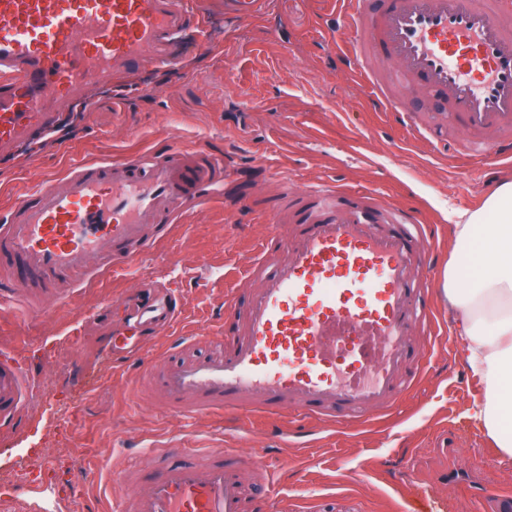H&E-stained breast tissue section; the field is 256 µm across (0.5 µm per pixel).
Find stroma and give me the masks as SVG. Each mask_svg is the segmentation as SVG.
Wrapping results in <instances>:
<instances>
[{"mask_svg":"<svg viewBox=\"0 0 512 512\" xmlns=\"http://www.w3.org/2000/svg\"><path fill=\"white\" fill-rule=\"evenodd\" d=\"M258 15L236 17L224 0H203L207 45L193 34L175 40L171 63L88 85L90 112L68 110L67 126L39 134L0 162V209L14 192L61 175L84 159L163 153L178 144L223 155L224 195L172 225L168 236L129 268L103 271L50 313L0 306V348L37 363L39 375L19 432H0V512H84L94 491L99 512L119 501L108 485L113 466L151 472L158 437L223 435L228 448H277L275 473L254 472L292 512H397L402 499L423 512H459L472 495L512 496V462L464 417L469 399L456 357L443 271L453 245V214L474 208L511 163L472 164L465 137L409 96L422 138L407 141L391 113L376 111L352 72L339 67L334 0H260ZM439 141L433 154L429 141ZM322 184L381 197L416 211L435 239L430 283L435 318L419 384L360 423L302 420L236 430L232 414L184 419L163 412L147 382L123 373L111 354L124 302L137 283L178 291L184 311L173 327L145 338L141 355L160 360L171 340L192 354L228 302L244 308L248 263L260 255L269 212L282 188ZM40 493L27 490L30 481Z\"/></svg>","mask_w":512,"mask_h":512,"instance_id":"stroma-1","label":"stroma"}]
</instances>
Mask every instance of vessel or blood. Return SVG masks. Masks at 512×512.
<instances>
[{
    "mask_svg": "<svg viewBox=\"0 0 512 512\" xmlns=\"http://www.w3.org/2000/svg\"><path fill=\"white\" fill-rule=\"evenodd\" d=\"M345 61L375 102L418 130L401 95L438 98L469 137L468 157L512 159V0H341ZM187 0H0V156L56 120L58 108L112 72L167 59ZM224 189V160L202 149L83 161L19 192L0 216V304L47 312L95 267L126 266ZM273 225L244 315L224 310L218 351L145 368L158 403L188 417L232 410L243 428L289 409L321 420L383 409L416 380L415 332L431 313L432 251L408 209L331 185L290 194ZM177 296L143 302L130 335L170 325ZM34 365L0 355V429L22 427ZM156 442L154 471L124 468L122 512H282L248 491L257 456L223 439L186 461Z\"/></svg>",
    "mask_w": 512,
    "mask_h": 512,
    "instance_id": "obj_1",
    "label": "vessel or blood"
}]
</instances>
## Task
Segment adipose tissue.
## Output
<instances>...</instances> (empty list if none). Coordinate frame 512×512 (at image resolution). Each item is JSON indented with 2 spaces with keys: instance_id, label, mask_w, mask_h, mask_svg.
Returning a JSON list of instances; mask_svg holds the SVG:
<instances>
[{
  "instance_id": "adipose-tissue-1",
  "label": "adipose tissue",
  "mask_w": 512,
  "mask_h": 512,
  "mask_svg": "<svg viewBox=\"0 0 512 512\" xmlns=\"http://www.w3.org/2000/svg\"><path fill=\"white\" fill-rule=\"evenodd\" d=\"M444 293L474 389L465 415L512 461V173L476 208L458 213Z\"/></svg>"
}]
</instances>
